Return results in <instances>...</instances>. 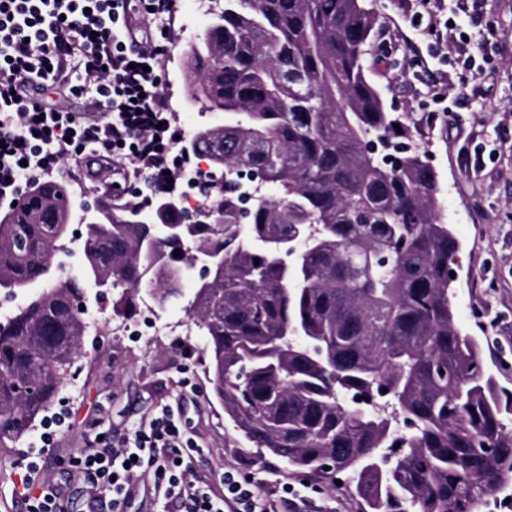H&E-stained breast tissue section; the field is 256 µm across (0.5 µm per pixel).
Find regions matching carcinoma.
Instances as JSON below:
<instances>
[{
    "mask_svg": "<svg viewBox=\"0 0 512 512\" xmlns=\"http://www.w3.org/2000/svg\"><path fill=\"white\" fill-rule=\"evenodd\" d=\"M188 46L191 96L224 111V223L183 224L165 241L136 224L138 205L81 233L82 263L60 275L69 236L45 183L48 220H0V289L26 293L0 320V443L26 434L83 355L87 325L73 301L86 282L183 287L193 255H224V273L195 284L186 311L208 338L209 383L237 429L296 469L353 474L370 512H481L512 486V410L461 331L450 290L460 244L436 172L418 150L395 162L367 150L391 141L387 110L365 66L376 19L363 0H224ZM274 190L251 202L230 186L241 172ZM297 237L289 262L267 246ZM178 255H173V251ZM345 392L371 402L342 403ZM492 448H484V444ZM394 457L386 465L382 459Z\"/></svg>",
    "mask_w": 512,
    "mask_h": 512,
    "instance_id": "carcinoma-1",
    "label": "carcinoma"
}]
</instances>
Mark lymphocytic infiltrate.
<instances>
[{"instance_id": "lymphocytic-infiltrate-1", "label": "lymphocytic infiltrate", "mask_w": 512, "mask_h": 512, "mask_svg": "<svg viewBox=\"0 0 512 512\" xmlns=\"http://www.w3.org/2000/svg\"><path fill=\"white\" fill-rule=\"evenodd\" d=\"M171 14L172 0H0V206L82 155L104 171L129 161L160 190H176L177 133L161 87ZM35 86L86 97L88 115L30 96ZM190 445L163 408L120 441L73 455L68 476L83 485L89 512H131L143 496L178 512H284L307 502L280 474L261 495L233 467L212 481L194 467ZM36 469L27 462L19 480L30 512H69L62 485L35 479Z\"/></svg>"}]
</instances>
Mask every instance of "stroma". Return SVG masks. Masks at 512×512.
Returning <instances> with one entry per match:
<instances>
[{
	"label": "stroma",
	"mask_w": 512,
	"mask_h": 512,
	"mask_svg": "<svg viewBox=\"0 0 512 512\" xmlns=\"http://www.w3.org/2000/svg\"><path fill=\"white\" fill-rule=\"evenodd\" d=\"M366 5L377 19L365 56L368 75L413 142L426 147L460 243L452 297L459 325L480 340L486 372L512 391V0H478L473 17L458 11L455 0ZM430 9L467 32L468 41L445 44L439 30L415 23ZM172 16L162 90L175 99L177 127L192 134L202 123L224 121L220 112L199 113L185 82V51L209 20L188 19L178 5ZM473 81L483 98L460 94V84ZM431 111L439 114V125L422 123ZM86 296L98 327L84 336L85 353L50 409L65 414V424L53 428L45 453L41 419L23 437L0 445V512H29L15 491L25 454H32L42 477L63 481L75 449L104 447L142 414L163 406L179 411L201 450L196 466L214 478L242 461L256 475L273 467L291 483L311 482L320 512H363L346 474L306 479L236 430L208 382L206 337L157 334L143 326L113 335V300H97L91 288Z\"/></svg>",
	"instance_id": "obj_1"
}]
</instances>
